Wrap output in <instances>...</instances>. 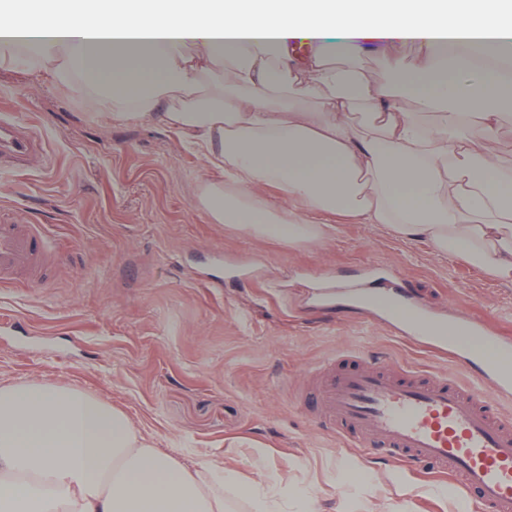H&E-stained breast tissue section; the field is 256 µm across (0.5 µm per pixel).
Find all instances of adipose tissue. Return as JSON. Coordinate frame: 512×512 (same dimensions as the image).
<instances>
[{
  "mask_svg": "<svg viewBox=\"0 0 512 512\" xmlns=\"http://www.w3.org/2000/svg\"><path fill=\"white\" fill-rule=\"evenodd\" d=\"M369 42L414 45L422 63L392 60L376 78L359 62ZM17 68L103 122L200 148L222 175L204 193L215 223L291 246L367 224L512 282V152L499 138L512 125V0H32L0 7V69ZM401 93L421 112L402 111ZM270 186L284 205L264 199ZM235 485L67 382L0 383V512H229ZM240 493L253 512H288L267 474Z\"/></svg>",
  "mask_w": 512,
  "mask_h": 512,
  "instance_id": "1",
  "label": "adipose tissue"
}]
</instances>
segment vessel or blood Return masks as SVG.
Here are the masks:
<instances>
[{
    "label": "vessel or blood",
    "instance_id": "1",
    "mask_svg": "<svg viewBox=\"0 0 512 512\" xmlns=\"http://www.w3.org/2000/svg\"><path fill=\"white\" fill-rule=\"evenodd\" d=\"M44 153L32 127L0 116L1 166L19 171ZM51 255L43 225L0 224L1 282L42 272ZM399 280L396 273L367 275L368 297L389 323L429 340L430 350L452 354L462 377L388 363L344 368L332 360L311 372L299 397L347 446L385 448L395 463L449 477L484 512H512V416L501 409L512 399V369L499 361L512 345L486 335L464 313L455 323L459 339L440 335V321L411 303Z\"/></svg>",
    "mask_w": 512,
    "mask_h": 512
}]
</instances>
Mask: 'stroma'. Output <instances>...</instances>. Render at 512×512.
<instances>
[{
  "label": "stroma",
  "instance_id": "1",
  "mask_svg": "<svg viewBox=\"0 0 512 512\" xmlns=\"http://www.w3.org/2000/svg\"><path fill=\"white\" fill-rule=\"evenodd\" d=\"M0 113L33 125L46 154L0 176V220L44 225L55 270L0 284V382L63 380L127 412L184 462L279 482L288 512H478L448 482L364 455L297 405L307 372L359 351L421 372L452 358L375 323L365 304L319 306L320 277L402 272L436 319L456 312L512 337V283L458 258L345 224L314 248L214 223L200 155L160 126L106 124L49 78L0 70Z\"/></svg>",
  "mask_w": 512,
  "mask_h": 512
}]
</instances>
